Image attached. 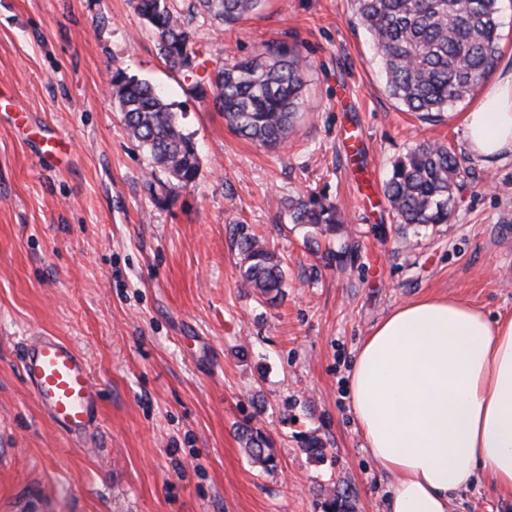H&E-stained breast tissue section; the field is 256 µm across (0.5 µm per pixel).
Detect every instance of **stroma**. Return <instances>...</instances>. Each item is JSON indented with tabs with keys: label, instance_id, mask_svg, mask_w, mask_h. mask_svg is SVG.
<instances>
[{
	"label": "stroma",
	"instance_id": "stroma-1",
	"mask_svg": "<svg viewBox=\"0 0 512 512\" xmlns=\"http://www.w3.org/2000/svg\"><path fill=\"white\" fill-rule=\"evenodd\" d=\"M191 38L215 66L299 45L310 68L286 146L233 132L165 64L133 0H0V512H326L344 495L389 512L347 399L356 349L421 297L512 311V158L467 149L483 89L433 119L394 99L350 0H265L230 30L195 21ZM118 72L165 92L198 149L191 185L154 184ZM57 137L70 150L42 163ZM422 142L451 146L466 176L447 223L402 230L382 186ZM312 193L342 213L336 234L292 222L289 201ZM245 235L280 254L283 298L243 286ZM36 332L69 342L101 386L81 437L23 379ZM246 427L271 437L274 469L247 454ZM453 512H512V498L483 485Z\"/></svg>",
	"mask_w": 512,
	"mask_h": 512
}]
</instances>
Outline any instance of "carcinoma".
Here are the masks:
<instances>
[{
	"mask_svg": "<svg viewBox=\"0 0 512 512\" xmlns=\"http://www.w3.org/2000/svg\"><path fill=\"white\" fill-rule=\"evenodd\" d=\"M135 9L156 39L169 68L196 79L211 51L193 48L189 24L196 16L233 26L261 6L262 0H189L179 11L171 0H135ZM499 0H352L355 13L382 59L392 97L411 112H441L469 96L496 68L499 56ZM309 62L295 44L273 43L247 61L218 67L213 103L240 136L263 146L288 141L302 105ZM115 97L132 136L150 155L154 167L172 185L186 187L199 173L192 139L183 133L176 113L147 81L118 72L112 78ZM461 177L458 159L446 145L420 144L393 164L383 194L397 223L406 228L446 224L454 190ZM297 224L321 233L341 224L336 205L310 195L289 202ZM244 285L273 301L282 295L285 270L280 256L266 243L246 237L239 243ZM240 438L251 456L273 462L272 442L258 428Z\"/></svg>",
	"mask_w": 512,
	"mask_h": 512,
	"instance_id": "carcinoma-1",
	"label": "carcinoma"
}]
</instances>
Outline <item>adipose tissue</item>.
Segmentation results:
<instances>
[{"mask_svg":"<svg viewBox=\"0 0 512 512\" xmlns=\"http://www.w3.org/2000/svg\"><path fill=\"white\" fill-rule=\"evenodd\" d=\"M463 127L473 156L512 157V71ZM347 394L391 512H450L481 483L512 497V313L458 298L398 305L358 347Z\"/></svg>","mask_w":512,"mask_h":512,"instance_id":"ef3b65f1","label":"adipose tissue"}]
</instances>
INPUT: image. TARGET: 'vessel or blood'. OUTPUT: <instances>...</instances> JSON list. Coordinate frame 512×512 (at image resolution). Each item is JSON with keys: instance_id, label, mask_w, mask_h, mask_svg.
I'll return each mask as SVG.
<instances>
[{"instance_id": "1", "label": "vessel or blood", "mask_w": 512, "mask_h": 512, "mask_svg": "<svg viewBox=\"0 0 512 512\" xmlns=\"http://www.w3.org/2000/svg\"><path fill=\"white\" fill-rule=\"evenodd\" d=\"M21 370L42 412L67 434L81 435L97 418L99 391L84 356L60 337L28 339Z\"/></svg>"}]
</instances>
